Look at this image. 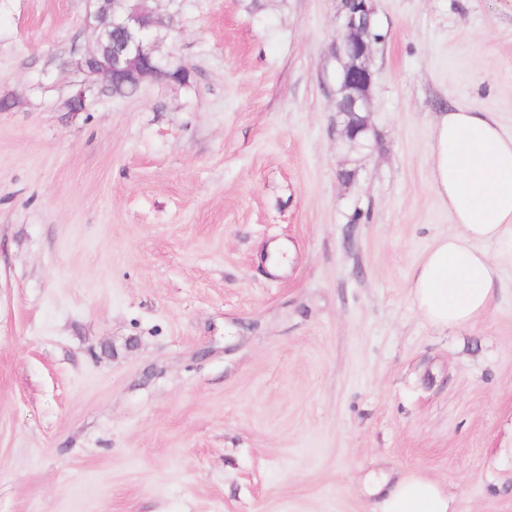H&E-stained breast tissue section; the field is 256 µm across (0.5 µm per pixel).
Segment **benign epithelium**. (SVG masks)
Instances as JSON below:
<instances>
[{"mask_svg":"<svg viewBox=\"0 0 512 512\" xmlns=\"http://www.w3.org/2000/svg\"><path fill=\"white\" fill-rule=\"evenodd\" d=\"M93 10L88 25L95 33L93 48L75 60L74 65L83 79L73 84L67 100L71 112H83L92 87L104 89L112 75L118 73L136 85L147 79H160L170 67L159 54L157 29L166 26L158 10L148 0H91ZM354 9L342 8L339 16L340 35L333 45L334 55L341 60L339 72L340 97L336 112L343 116L363 114L361 127L344 123V136L357 140L360 131L368 130L369 90L372 71L374 8L372 0H355Z\"/></svg>","mask_w":512,"mask_h":512,"instance_id":"7a95c632","label":"benign epithelium"}]
</instances>
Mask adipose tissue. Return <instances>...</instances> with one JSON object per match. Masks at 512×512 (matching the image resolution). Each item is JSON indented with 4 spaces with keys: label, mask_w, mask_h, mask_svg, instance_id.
Here are the masks:
<instances>
[{
    "label": "adipose tissue",
    "mask_w": 512,
    "mask_h": 512,
    "mask_svg": "<svg viewBox=\"0 0 512 512\" xmlns=\"http://www.w3.org/2000/svg\"><path fill=\"white\" fill-rule=\"evenodd\" d=\"M431 186L455 230L415 267L413 303L432 325L462 327L489 307L500 270L487 247L512 234V133L494 113L456 106L435 123ZM384 512H448L430 480H399L384 490Z\"/></svg>",
    "instance_id": "ef3b65f1"
}]
</instances>
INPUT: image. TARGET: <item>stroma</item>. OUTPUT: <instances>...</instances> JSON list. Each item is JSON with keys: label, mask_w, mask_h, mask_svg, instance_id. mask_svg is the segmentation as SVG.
I'll return each instance as SVG.
<instances>
[{"label": "stroma", "mask_w": 512, "mask_h": 512, "mask_svg": "<svg viewBox=\"0 0 512 512\" xmlns=\"http://www.w3.org/2000/svg\"><path fill=\"white\" fill-rule=\"evenodd\" d=\"M373 7L352 142L342 0H159L189 83L83 112L90 0H0V512H380L381 473L512 512V239L465 327L408 288L436 115L512 131V0Z\"/></svg>", "instance_id": "stroma-1"}]
</instances>
